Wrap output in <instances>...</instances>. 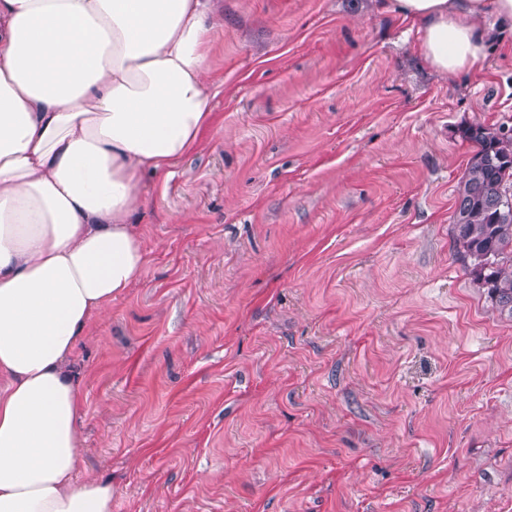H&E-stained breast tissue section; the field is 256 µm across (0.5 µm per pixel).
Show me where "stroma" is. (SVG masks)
<instances>
[{"instance_id":"35a3bbf8","label":"stroma","mask_w":512,"mask_h":512,"mask_svg":"<svg viewBox=\"0 0 512 512\" xmlns=\"http://www.w3.org/2000/svg\"><path fill=\"white\" fill-rule=\"evenodd\" d=\"M369 0H224L212 120L144 177L139 282L75 353L112 512H512V319L451 234L512 55L456 86Z\"/></svg>"}]
</instances>
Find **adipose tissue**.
I'll return each instance as SVG.
<instances>
[{"label":"adipose tissue","instance_id":"obj_1","mask_svg":"<svg viewBox=\"0 0 512 512\" xmlns=\"http://www.w3.org/2000/svg\"><path fill=\"white\" fill-rule=\"evenodd\" d=\"M449 83L504 46L512 0H387ZM212 0H0V512H112L76 483L91 318L141 277L142 176L208 126Z\"/></svg>","mask_w":512,"mask_h":512}]
</instances>
